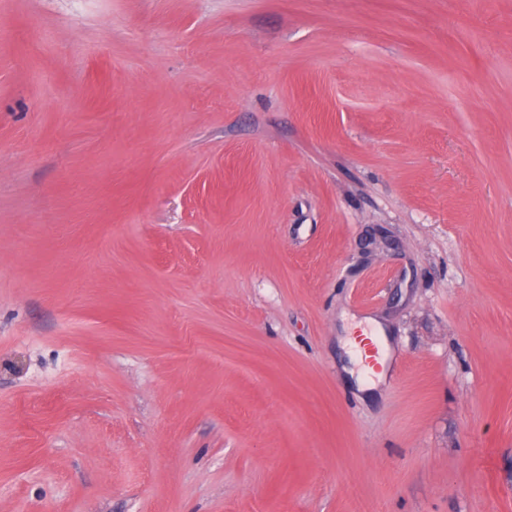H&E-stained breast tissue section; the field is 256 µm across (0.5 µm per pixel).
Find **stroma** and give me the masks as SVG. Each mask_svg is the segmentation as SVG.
<instances>
[{
  "label": "stroma",
  "instance_id": "obj_1",
  "mask_svg": "<svg viewBox=\"0 0 512 512\" xmlns=\"http://www.w3.org/2000/svg\"><path fill=\"white\" fill-rule=\"evenodd\" d=\"M0 512H512V0H0Z\"/></svg>",
  "mask_w": 512,
  "mask_h": 512
}]
</instances>
